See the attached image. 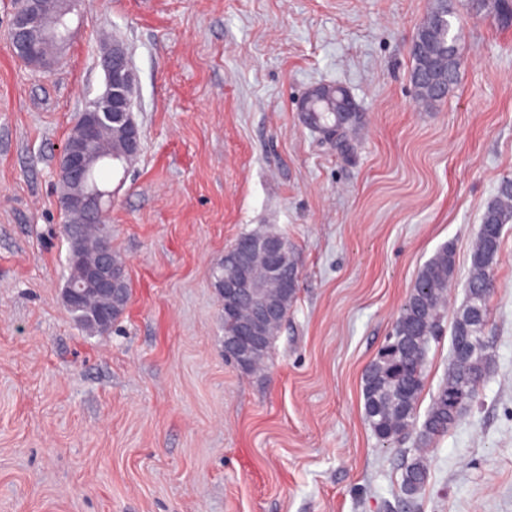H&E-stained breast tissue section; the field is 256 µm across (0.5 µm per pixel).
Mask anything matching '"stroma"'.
Listing matches in <instances>:
<instances>
[{
    "label": "stroma",
    "mask_w": 512,
    "mask_h": 512,
    "mask_svg": "<svg viewBox=\"0 0 512 512\" xmlns=\"http://www.w3.org/2000/svg\"><path fill=\"white\" fill-rule=\"evenodd\" d=\"M435 0H86L35 71L0 0V512H512V224L477 402L401 489L415 435L379 440L362 376L445 243L465 301L487 202L512 174V25L460 14L457 84L418 103L409 45ZM136 74L142 152L105 177L132 295L91 336L69 275L57 167L103 87L102 37ZM340 85L342 140L302 99ZM287 238L298 296L257 374L224 358L213 273L243 235ZM402 489L407 496L415 497L425 488L428 479V467L424 448H417L411 457H406L401 465Z\"/></svg>",
    "instance_id": "stroma-1"
}]
</instances>
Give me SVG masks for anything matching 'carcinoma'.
I'll return each mask as SVG.
<instances>
[{"label": "carcinoma", "mask_w": 512, "mask_h": 512, "mask_svg": "<svg viewBox=\"0 0 512 512\" xmlns=\"http://www.w3.org/2000/svg\"><path fill=\"white\" fill-rule=\"evenodd\" d=\"M475 14L490 9L499 24H512L508 4L496 0H467ZM455 7L440 0L438 6L419 24L413 41L420 49L410 53L412 74L428 70L445 84V92L434 95L420 83L414 85L421 102L434 106L456 85L462 49L452 34ZM302 105L312 110L310 116L320 128H344L352 113L343 107H353L347 90L341 86L323 87L321 94H309ZM123 164L114 148L103 149L97 163L85 175L87 186H99V174L113 164ZM105 223L66 224L64 235L73 244L76 235L81 247H86L90 235ZM512 224V177H503L495 196L487 203L481 217L478 236L471 248L470 268L466 281V300L452 322V361L448 375L431 396L423 422H418L417 408L425 389L426 366L430 343L445 333L443 321L448 307V286L456 278V250L449 242L419 270L414 286L395 319L375 358L364 371V418L373 433L382 440L398 438L411 430L419 436L420 448L405 458L401 465L402 489L409 497L419 495L428 479L424 447L445 435L472 406L478 394V384L485 382L492 364V351L485 339L490 315L491 285L503 243V230ZM244 305L234 314L224 315V339L237 335L240 323L248 315ZM85 330L102 334L109 330L116 317L98 322L85 311H72ZM273 336H267L266 350L248 361L236 365L244 372L260 370L269 358Z\"/></svg>", "instance_id": "1"}]
</instances>
